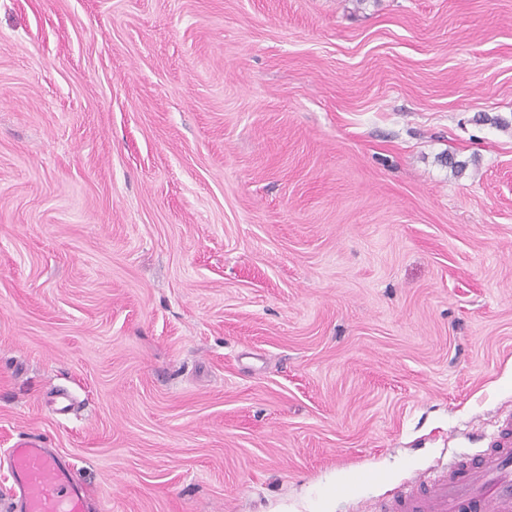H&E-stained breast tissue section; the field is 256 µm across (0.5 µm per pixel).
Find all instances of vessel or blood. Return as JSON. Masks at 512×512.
Returning a JSON list of instances; mask_svg holds the SVG:
<instances>
[{
  "label": "vessel or blood",
  "mask_w": 512,
  "mask_h": 512,
  "mask_svg": "<svg viewBox=\"0 0 512 512\" xmlns=\"http://www.w3.org/2000/svg\"><path fill=\"white\" fill-rule=\"evenodd\" d=\"M6 458L14 481L9 512H87L69 464L41 441L19 439ZM369 512H512V414L499 418L476 454L414 474L372 501Z\"/></svg>",
  "instance_id": "obj_1"
}]
</instances>
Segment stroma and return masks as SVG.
Masks as SVG:
<instances>
[{
    "label": "stroma",
    "mask_w": 512,
    "mask_h": 512,
    "mask_svg": "<svg viewBox=\"0 0 512 512\" xmlns=\"http://www.w3.org/2000/svg\"><path fill=\"white\" fill-rule=\"evenodd\" d=\"M508 408L512 0H0V456L360 512Z\"/></svg>",
    "instance_id": "35a3bbf8"
}]
</instances>
